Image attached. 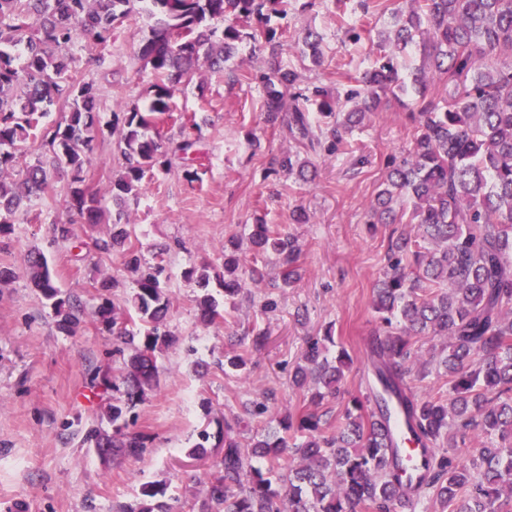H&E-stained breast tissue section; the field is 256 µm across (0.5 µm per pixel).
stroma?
<instances>
[{"mask_svg":"<svg viewBox=\"0 0 512 512\" xmlns=\"http://www.w3.org/2000/svg\"><path fill=\"white\" fill-rule=\"evenodd\" d=\"M363 22L378 31L389 19L337 10L334 0H315L311 6L290 0L287 18H272L270 25L281 33L284 64L297 71L303 85L333 91L346 89L348 74L371 64L368 46L345 36L347 26ZM308 28L323 37L324 61L318 65L295 45ZM148 31L146 17L136 13L118 25L106 71L96 66L87 42L77 45L81 77L100 89V121L110 119L114 103L146 97L150 77L138 74L135 51ZM266 58V50L243 44L226 64L227 71L241 73V80L204 69L176 90L177 114L195 117L202 127L196 145L201 180L188 184L181 162H174L171 170L148 179L140 199L127 208L144 258L167 251L168 327L177 338L175 346L159 353V386L138 408L135 428L148 438L141 460L103 459L83 442L89 423L112 428L91 377L99 373L115 380L123 368L112 337L102 333L93 312L106 298L123 304L135 288L120 255L102 259L89 251L94 238L111 233L114 206L106 205L101 223L74 224L70 240L54 241V224L70 218L67 181L61 178L54 182L52 203L33 201L28 215L16 216L12 234L0 239V267L15 273L11 282L0 284V512H114L116 505L135 503L147 481L165 482L178 510L195 502L211 469L210 460L190 455L199 430L219 439L220 419L240 416L237 438L247 448L255 435L273 430L276 418L296 412L303 395L290 388L289 378L306 337L331 331L352 358L342 392L362 391L369 367L364 343L376 328L373 288L384 271L391 231L387 224L368 225L366 211L388 159L410 150L413 127L393 103L354 132V151L308 152L316 169L313 180L272 173L270 159L297 145L287 127L264 123V92L256 75ZM122 164L115 138L97 140L84 170L86 185L107 186ZM299 208L307 212L308 223L294 222ZM259 219L298 238L300 280L280 287L274 258H265L264 281L238 297L227 324L203 327L196 300L206 292L224 297L218 275L224 270L225 241H243L239 255L250 258L245 243ZM33 249L44 253L62 295L76 297L86 310L74 333L57 330L51 300L24 274L25 257ZM206 264L215 276L203 289L187 273ZM106 279L111 288H102ZM268 297L277 300L276 310H262ZM299 310L305 311V322H297ZM255 327L268 332V344L252 353L243 372L225 374L218 360L228 339L244 338ZM266 395L268 415L247 416L245 404ZM205 400L211 411L202 409Z\"/></svg>","mask_w":512,"mask_h":512,"instance_id":"1","label":"stroma"}]
</instances>
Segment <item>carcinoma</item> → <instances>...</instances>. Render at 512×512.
<instances>
[{
    "instance_id": "1",
    "label": "carcinoma",
    "mask_w": 512,
    "mask_h": 512,
    "mask_svg": "<svg viewBox=\"0 0 512 512\" xmlns=\"http://www.w3.org/2000/svg\"><path fill=\"white\" fill-rule=\"evenodd\" d=\"M153 20L137 51L140 69L154 76L144 106L116 103L112 119H96V86L77 75L76 40L106 44L115 26L135 9ZM288 0H0V237L34 197L48 194L55 179L69 181L68 211L90 219L102 213L99 194L118 207L112 233L92 243L99 257L121 253L136 289L126 305L102 304L94 311L126 356L118 396L107 405L112 434L85 429L83 442L114 460L141 459L147 437L118 421L159 385L157 353L176 343L168 329L169 299L161 279L165 266L151 264L131 243L123 220L147 176L171 166L193 142L173 146L162 125L172 119L178 86L204 67L221 71L245 41L268 48L266 71L255 76L264 91L265 122L274 127L288 113V134L299 148L349 145L354 131L395 100L414 124L413 146L388 166L382 188L368 207V223L392 224L387 270L374 288V309L383 331L368 337L371 377L364 394L350 396L338 418L324 406L338 398L350 354L328 357L333 337L308 338L290 387L312 385L307 403L277 420L271 434L239 446V419H224V448L207 477L200 512H399L403 501L436 492L445 512H512V0H376L389 14L378 32L370 68L355 85L332 95L297 87V73L280 59L282 44L271 17L287 16ZM224 22V29L212 22ZM420 51L421 64L402 75L403 54ZM302 56L315 64L322 37L308 29L298 40ZM69 110L45 119L60 102ZM315 104L318 116H309ZM118 135L124 166L99 193L85 185L84 168L93 142ZM40 140L41 155L20 164V145ZM280 171L308 180L300 152L273 160ZM252 249L272 253L281 287L300 278L301 246L291 234L257 221ZM224 303L233 305L246 281L261 282L254 263L240 270L234 241L224 249ZM31 284L53 300L56 327L74 331L83 317L78 300L61 297L45 255L26 260ZM201 320L221 317L209 294L198 299ZM135 312L144 332L136 336L125 316ZM417 336H442L433 354L448 376V390L420 395L414 379L424 364L414 349ZM248 351L224 353V373L241 372ZM404 412L408 433L424 451L425 474L403 478L387 422L393 405ZM479 431L487 442L468 462L448 453L457 438ZM300 433L304 440H289ZM266 460L265 468L253 459ZM166 484L140 485L136 505L117 512H172Z\"/></svg>"
}]
</instances>
